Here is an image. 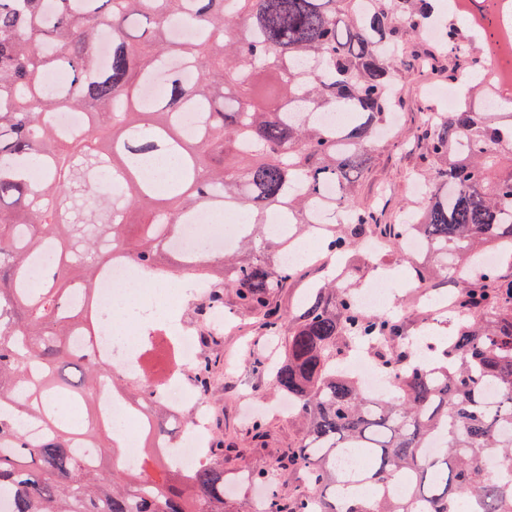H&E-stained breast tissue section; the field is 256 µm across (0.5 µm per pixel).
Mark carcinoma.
Wrapping results in <instances>:
<instances>
[{"instance_id":"1","label":"carcinoma","mask_w":512,"mask_h":512,"mask_svg":"<svg viewBox=\"0 0 512 512\" xmlns=\"http://www.w3.org/2000/svg\"><path fill=\"white\" fill-rule=\"evenodd\" d=\"M435 2L0 0V499L10 505L0 512H234L224 434L183 474L154 451L170 420L160 397L73 345L99 330L95 289L113 253L149 282L174 273L167 240L205 207L250 222L238 252L185 265L210 279L197 314L219 313L231 288L262 335L283 337L267 382L305 424L304 443L277 466L303 487L284 491L256 471L263 512H512V111L487 105L489 36L479 51L457 21L443 27L454 59L444 71L464 91L452 112L420 108L421 153L408 174L424 185L415 221L384 224L356 198L396 107L395 81L435 65L410 58L407 42L436 21ZM175 18L204 36L175 39ZM104 26L112 48L100 67ZM53 71L68 80L48 83ZM162 76L163 99L144 106V87ZM196 104L204 122L188 137L180 116ZM64 109L87 115L84 133L61 134L53 114ZM145 159L175 160V175L148 174ZM104 174L123 187L116 203L98 190ZM338 210L347 220L328 229L326 251L353 252L373 234L396 246L414 232L438 263L416 279L436 292L442 280L457 285L460 321L438 359L415 361L404 320L357 309L358 265L312 289L288 319L277 315L275 298L299 270L273 260L286 247L270 214L293 230ZM134 211L147 217L132 231ZM47 246L55 266L37 288L30 268ZM360 344L401 373L395 393L372 395L339 369ZM216 365L202 354L187 377L195 394L210 395ZM104 380L148 420L137 469L110 476L103 459L118 442L91 397ZM61 400L86 410L83 424L56 416ZM492 458L511 479L487 475ZM397 477L407 483L399 497L386 490Z\"/></svg>"}]
</instances>
